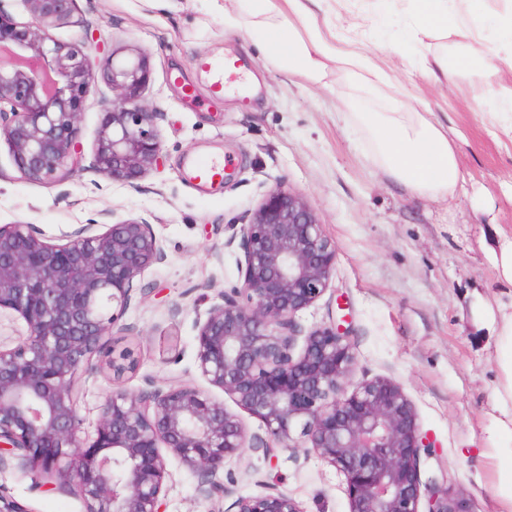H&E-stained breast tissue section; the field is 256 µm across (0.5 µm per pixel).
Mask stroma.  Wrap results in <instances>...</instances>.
<instances>
[{
	"instance_id": "stroma-1",
	"label": "stroma",
	"mask_w": 512,
	"mask_h": 512,
	"mask_svg": "<svg viewBox=\"0 0 512 512\" xmlns=\"http://www.w3.org/2000/svg\"><path fill=\"white\" fill-rule=\"evenodd\" d=\"M336 24L358 26L373 60L456 140L461 181L453 196L417 195L373 166L338 94L286 76L247 35L226 31L223 0H76L51 29L58 41L94 60L148 55L144 102L163 114L162 162L134 188L89 167L61 182H29L1 139L0 225L26 223L59 243L82 224L147 220L166 257L145 272L121 319L117 346L133 352L135 367L119 384L132 392L151 383L200 387L196 326L241 283V252L226 244L233 225L271 187L302 194L337 250L326 293L297 316L302 331L343 307L355 357L349 387L399 383L430 442L420 451L422 475L443 471L475 512H506L495 458L506 439L495 402L504 382L497 328L512 312V283L499 277L490 250L498 231L512 230V135L491 132L470 97L416 70L414 49L399 40L396 7L382 24L361 0H349ZM200 57L242 59L257 92L212 97ZM110 94L97 83L82 107L84 156L93 154L101 100ZM192 158L224 162L231 181L197 191ZM115 384L103 364L79 380L81 436L93 434ZM167 470L165 512H229L231 499L200 498L198 474L178 458L168 457ZM216 478L239 495L277 487L304 512H349L344 475L307 448L270 457L248 449ZM0 492L24 512H86L78 497L40 489L12 460L0 466Z\"/></svg>"
}]
</instances>
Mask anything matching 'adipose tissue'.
I'll return each mask as SVG.
<instances>
[{
  "mask_svg": "<svg viewBox=\"0 0 512 512\" xmlns=\"http://www.w3.org/2000/svg\"><path fill=\"white\" fill-rule=\"evenodd\" d=\"M228 28L245 32L291 77L347 88L346 118L363 132L376 166L430 196L453 195L460 180L453 141L432 113L401 99L390 75L358 42L338 36L327 17L339 0H234ZM409 18L405 37L418 44L422 72L466 90L487 124L512 134V0H398ZM499 343L507 356L497 404L500 431L512 440V313L503 315Z\"/></svg>",
  "mask_w": 512,
  "mask_h": 512,
  "instance_id": "adipose-tissue-1",
  "label": "adipose tissue"
}]
</instances>
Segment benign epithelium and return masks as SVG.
<instances>
[{
  "mask_svg": "<svg viewBox=\"0 0 512 512\" xmlns=\"http://www.w3.org/2000/svg\"><path fill=\"white\" fill-rule=\"evenodd\" d=\"M29 20L0 8V138L30 182L66 179L83 151L78 125L98 81L112 90L91 165L134 186L156 166L160 113L143 104L148 57L91 61L56 41L48 26L69 17L75 0H21ZM53 243L24 223L0 225V312L27 327L13 348H0V462L4 455L37 473L51 490L84 501L87 512H161L167 475L163 451L201 475L199 496L234 490L213 480L245 449L269 455L302 438L345 476L349 512H475L471 499L431 478L421 483L424 447L416 411L396 382L375 378L346 391L354 356L336 320L296 347L302 310L328 289L336 245L315 210L282 186L268 190L227 244H237L241 284L224 292L195 336V367L209 385L259 419L266 437L250 436L224 401L191 385L112 391L95 435H79L75 383L107 355L117 380L133 369L111 337L145 272L165 253L152 225L127 219L102 233L84 224ZM234 512H303L271 488L239 495Z\"/></svg>",
  "mask_w": 512,
  "mask_h": 512,
  "instance_id": "7a95c632",
  "label": "benign epithelium"
}]
</instances>
